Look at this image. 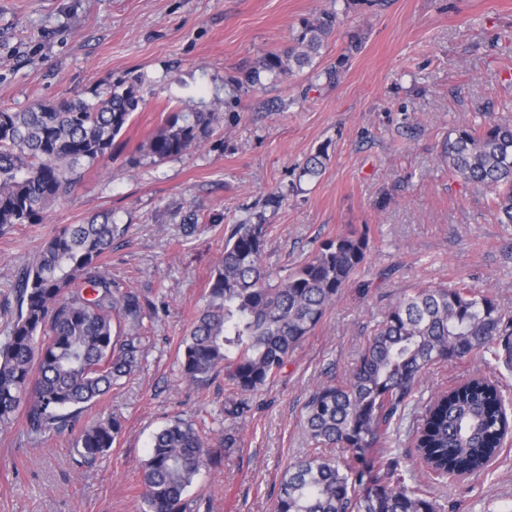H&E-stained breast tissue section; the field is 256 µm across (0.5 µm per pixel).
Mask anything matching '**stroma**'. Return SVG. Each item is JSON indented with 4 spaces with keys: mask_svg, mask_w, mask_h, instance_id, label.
Returning <instances> with one entry per match:
<instances>
[{
    "mask_svg": "<svg viewBox=\"0 0 512 512\" xmlns=\"http://www.w3.org/2000/svg\"><path fill=\"white\" fill-rule=\"evenodd\" d=\"M340 23L312 66L288 77L245 74L293 42L303 19ZM359 37L337 82L323 77ZM139 80L142 107L114 158L89 168L38 224L0 235V290L67 224L101 213L127 225L102 260L122 287L158 307L140 370L83 414L122 417L112 448L76 469L71 440L31 442L0 431V512H141L140 471L153 434L179 417L215 448L190 496L202 512H272L286 467L310 446L301 424L310 390L341 381L401 290L467 285L512 314V224L492 194L461 181L440 158L452 128L483 113L512 120V0H0V109L93 99ZM211 112L200 146L163 161L143 146L162 115ZM325 150L318 177L302 175ZM279 204H268L269 196ZM264 213L262 263L286 277L336 235L366 232L364 265L295 350L246 420L224 416L223 376L181 377L178 347L205 304L234 224ZM476 357L434 367L429 397L485 372ZM445 512H512V443L484 473L437 488Z\"/></svg>",
    "mask_w": 512,
    "mask_h": 512,
    "instance_id": "35a3bbf8",
    "label": "stroma"
}]
</instances>
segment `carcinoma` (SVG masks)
Wrapping results in <instances>:
<instances>
[{"label": "carcinoma", "instance_id": "carcinoma-1", "mask_svg": "<svg viewBox=\"0 0 512 512\" xmlns=\"http://www.w3.org/2000/svg\"><path fill=\"white\" fill-rule=\"evenodd\" d=\"M339 24L324 12L301 22L294 46L269 52L248 73L285 77L312 65ZM358 42L324 71L340 77ZM142 101L139 85L121 82L105 95L0 110V233L38 224L44 211L72 192L82 170L112 157L116 137ZM215 114L169 112L144 144L159 161L206 139ZM440 158L464 183L492 193L498 223L512 224V122L490 119L448 132ZM268 225L263 214L235 224L224 237L206 304L182 341L185 382L224 372L235 397L224 415L243 419L255 395L285 368L367 258L366 233L351 230L323 243L286 277L262 266ZM127 231L112 215L68 224L47 240L26 269L0 292L10 315L0 338V430L22 422L39 442L66 434L78 467L107 453L122 430L119 417L87 425L83 413L129 377L148 352L155 303L120 288L101 260ZM512 315L488 291L465 285L404 291L337 383L313 390L303 406L312 446L288 466L274 512H444L432 486L386 447L432 367L478 357L489 365L512 352ZM497 381L478 374L431 394L412 434L426 475L464 477L490 466L512 430ZM323 448H344L333 458ZM208 445L193 425L175 419L152 438L142 464V512H192L186 499Z\"/></svg>", "mask_w": 512, "mask_h": 512}]
</instances>
